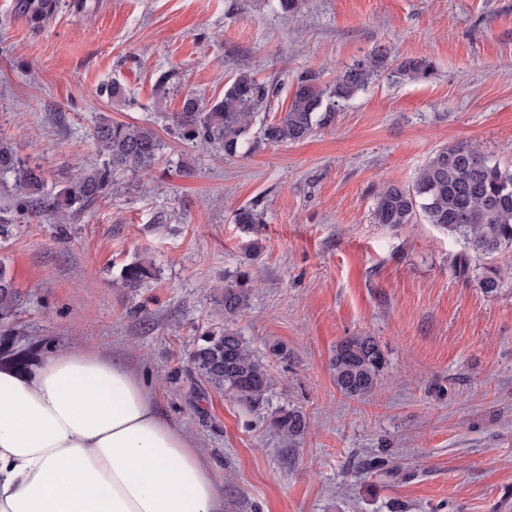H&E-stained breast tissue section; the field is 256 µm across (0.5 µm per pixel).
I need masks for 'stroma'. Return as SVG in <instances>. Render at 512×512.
<instances>
[{"instance_id":"stroma-1","label":"stroma","mask_w":512,"mask_h":512,"mask_svg":"<svg viewBox=\"0 0 512 512\" xmlns=\"http://www.w3.org/2000/svg\"><path fill=\"white\" fill-rule=\"evenodd\" d=\"M27 2L0 0V138L56 190L104 163L99 118L150 124L163 150L72 223L46 212L0 241L21 294L0 365L74 345L124 363L211 463L224 512H512V290L461 278L457 237L373 218L378 187L411 184L441 148L512 167V0H55L23 22ZM380 47L435 68L379 78L303 141L254 128L230 156L172 129L187 93L217 98L239 69L278 88L262 123L302 73L329 89ZM243 206L260 216L248 229ZM136 261L155 278L118 287ZM242 270L250 303L229 326L272 380L257 411L188 367L195 340L228 325L224 281ZM361 333L387 365L354 400L329 356ZM288 407L308 420L292 443L268 426Z\"/></svg>"}]
</instances>
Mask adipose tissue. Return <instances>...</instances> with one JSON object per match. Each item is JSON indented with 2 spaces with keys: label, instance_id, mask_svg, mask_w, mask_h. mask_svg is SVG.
<instances>
[{
  "label": "adipose tissue",
  "instance_id": "obj_1",
  "mask_svg": "<svg viewBox=\"0 0 512 512\" xmlns=\"http://www.w3.org/2000/svg\"><path fill=\"white\" fill-rule=\"evenodd\" d=\"M0 512H222L211 464L95 350L0 367Z\"/></svg>",
  "mask_w": 512,
  "mask_h": 512
}]
</instances>
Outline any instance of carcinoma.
<instances>
[{"label":"carcinoma","instance_id":"carcinoma-1","mask_svg":"<svg viewBox=\"0 0 512 512\" xmlns=\"http://www.w3.org/2000/svg\"><path fill=\"white\" fill-rule=\"evenodd\" d=\"M432 70L433 64L428 60L397 63L386 52L377 50L343 71L328 92L320 88L316 74L306 72L298 77L287 109L277 119L262 124L260 139L271 145L300 142L312 133L317 120L330 119L337 108L379 77L425 78ZM274 94L275 87L243 69L224 85L220 99L204 101L187 95L182 111L173 116V128L186 142L219 144L229 154L245 155L252 147L248 138L252 121ZM94 134L106 157L104 165L78 173L69 185L55 192L48 189L40 168L25 164L10 144L0 141V182L11 185L15 197L14 208L0 209V240L17 234L18 216L48 211L56 223H70L109 190L119 191L113 173L148 170L162 150L160 138L146 126L103 118ZM418 219L463 240L466 253L458 258L457 272L468 276L470 257L492 258L512 251V168L492 161L474 146L438 151L411 185L383 186L376 194L375 223L395 227ZM154 276L151 263L137 261L122 268L119 284L123 288H140ZM250 283L246 271L224 280V298L219 306L225 322H233L248 306ZM477 283L483 293L493 296L512 288V273L497 265H486L478 274ZM19 302L13 277L0 263V324L13 320ZM188 363L217 393L251 408L267 402L271 379L266 368L243 337L228 327L199 337ZM386 364L376 339L366 335L339 341L329 359L336 388L354 399L375 391ZM271 426L292 442L305 434L307 418L296 408H282L271 417Z\"/></svg>","mask_w":512,"mask_h":512}]
</instances>
